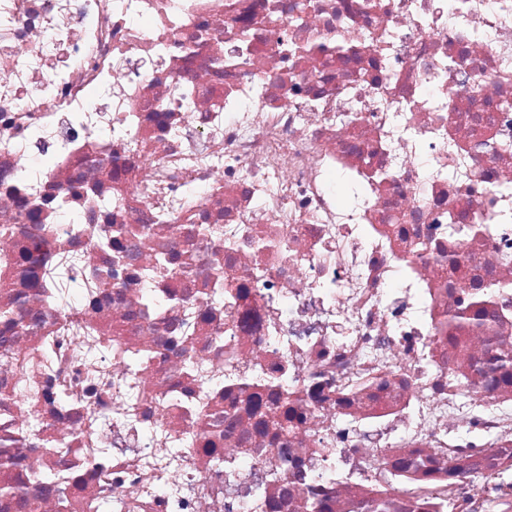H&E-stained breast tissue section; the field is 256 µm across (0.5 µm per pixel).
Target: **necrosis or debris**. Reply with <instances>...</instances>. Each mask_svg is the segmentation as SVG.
I'll list each match as a JSON object with an SVG mask.
<instances>
[{
  "mask_svg": "<svg viewBox=\"0 0 512 512\" xmlns=\"http://www.w3.org/2000/svg\"><path fill=\"white\" fill-rule=\"evenodd\" d=\"M65 501L512 512V0H0V512ZM50 277L55 283L58 304L62 307L70 306L79 296L80 287L69 277L65 268L50 272Z\"/></svg>",
  "mask_w": 512,
  "mask_h": 512,
  "instance_id": "necrosis-or-debris-1",
  "label": "necrosis or debris"
}]
</instances>
